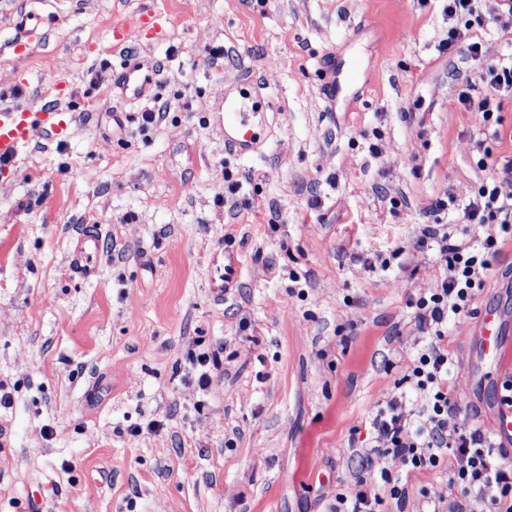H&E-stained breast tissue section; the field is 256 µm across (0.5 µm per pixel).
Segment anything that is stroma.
I'll use <instances>...</instances> for the list:
<instances>
[{"instance_id":"1","label":"stroma","mask_w":512,"mask_h":512,"mask_svg":"<svg viewBox=\"0 0 512 512\" xmlns=\"http://www.w3.org/2000/svg\"><path fill=\"white\" fill-rule=\"evenodd\" d=\"M442 0H0V98L52 105L63 74L80 119L62 146L36 140L0 187V512L40 485L43 512H330L370 446L368 416L419 344L410 299L441 278L423 224H458L512 154L502 125L465 111L486 64L512 62V32L479 0L449 54ZM154 8L166 36L134 48L163 68L168 112L139 128L101 56L114 19ZM48 36L10 53L23 14ZM364 76L327 101L331 55ZM257 84L258 152L224 148V99ZM235 195L226 196L229 185ZM444 209H436L437 201ZM104 246L87 281L76 232ZM244 265L216 300L213 258ZM473 315L448 321L462 414L492 429L512 381V242ZM500 313L503 367L475 373L479 311ZM219 348L210 391L191 353ZM141 427L130 434V425ZM467 42V50L474 59H481L485 56L486 51L481 42L472 41L470 35L456 26L448 28V52L453 50L458 43Z\"/></svg>"}]
</instances>
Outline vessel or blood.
<instances>
[{
    "label": "vessel or blood",
    "mask_w": 512,
    "mask_h": 512,
    "mask_svg": "<svg viewBox=\"0 0 512 512\" xmlns=\"http://www.w3.org/2000/svg\"><path fill=\"white\" fill-rule=\"evenodd\" d=\"M169 18L154 10L145 9L112 26V45L121 47L129 40L131 31H138L152 40H162ZM324 86L328 94L349 86L360 71V62L351 57L340 62H327L321 66ZM159 83V73L153 59L138 55H122L120 66L112 72V89L121 97L141 100L150 96ZM250 92L224 100V144L236 153L255 147L262 139V129L253 120L258 104L252 103ZM78 116L68 102L30 111L16 104L0 108V172H9L32 144L35 135L63 144L71 135ZM101 252L100 236L92 225L83 226L76 238L71 265L84 279L98 274ZM243 266L232 245H225L224 259L214 262L210 275V288L216 297H223L227 288L237 282ZM479 354L490 366H497L503 349V324L493 312H485L476 329Z\"/></svg>",
    "instance_id": "1"
}]
</instances>
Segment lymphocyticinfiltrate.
<instances>
[{
  "label": "lymphocytic infiltrate",
  "instance_id": "f902f5d3",
  "mask_svg": "<svg viewBox=\"0 0 512 512\" xmlns=\"http://www.w3.org/2000/svg\"><path fill=\"white\" fill-rule=\"evenodd\" d=\"M480 79L491 95L474 100L464 94L460 101L487 122L499 109L496 94L512 93V65H487ZM494 173L493 182L483 183L463 210L466 223L480 226L479 238H461L449 224H426L420 231L417 247L437 243L442 266L436 288L411 303L423 344L400 382L421 399L413 403L405 394H392L375 407L372 444L359 450L361 470L351 493L337 494L333 512H403L409 487L399 472L383 466L386 458L402 470L446 475L449 500L420 490L425 512H512V452L477 417L448 424L460 408L446 323L450 316L472 313L491 276L492 258L512 240V199L499 190L500 182L512 180V158L504 157Z\"/></svg>",
  "mask_w": 512,
  "mask_h": 512
}]
</instances>
